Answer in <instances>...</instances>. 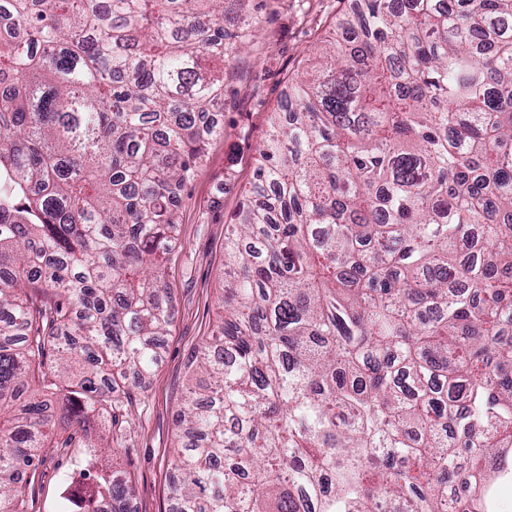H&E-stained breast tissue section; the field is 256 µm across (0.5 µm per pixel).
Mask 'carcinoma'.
<instances>
[{"label":"carcinoma","mask_w":512,"mask_h":512,"mask_svg":"<svg viewBox=\"0 0 512 512\" xmlns=\"http://www.w3.org/2000/svg\"><path fill=\"white\" fill-rule=\"evenodd\" d=\"M251 0H0V512L163 360L174 207ZM273 113L189 364L174 512H495L512 0H354ZM65 512H129L85 452Z\"/></svg>","instance_id":"obj_1"}]
</instances>
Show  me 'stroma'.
<instances>
[{
    "label": "stroma",
    "mask_w": 512,
    "mask_h": 512,
    "mask_svg": "<svg viewBox=\"0 0 512 512\" xmlns=\"http://www.w3.org/2000/svg\"><path fill=\"white\" fill-rule=\"evenodd\" d=\"M352 0H253L261 23L245 43L224 47V107L214 113L223 136L210 140L203 163L178 203V241L167 283L174 322L163 362L116 413L103 462H117L137 487L132 512H169L175 419L187 385L188 361L220 320L224 229L254 179L257 147L270 112L280 108L291 75L301 72ZM83 454L78 446L44 457L33 487L36 512H62L60 475Z\"/></svg>",
    "instance_id": "obj_1"
}]
</instances>
